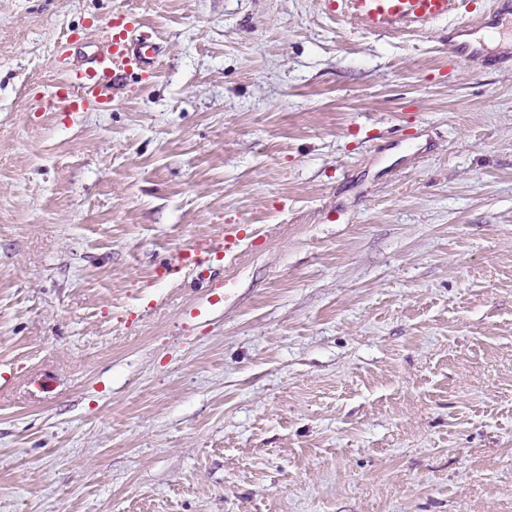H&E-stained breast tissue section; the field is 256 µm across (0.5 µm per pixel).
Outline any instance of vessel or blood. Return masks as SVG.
<instances>
[{"label": "vessel or blood", "mask_w": 512, "mask_h": 512, "mask_svg": "<svg viewBox=\"0 0 512 512\" xmlns=\"http://www.w3.org/2000/svg\"><path fill=\"white\" fill-rule=\"evenodd\" d=\"M350 15L366 31L378 33L407 27H427L458 10L462 0H344ZM459 59L479 61L481 66L495 67L496 57L471 47L463 41H452ZM156 51L149 31L139 26L103 27L92 56L87 60L78 81L68 88L71 101L98 100L112 102L118 96L122 81L134 71L143 69ZM211 261V253L201 248L182 249L170 262V269L191 268L202 274Z\"/></svg>", "instance_id": "obj_1"}]
</instances>
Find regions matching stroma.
Masks as SVG:
<instances>
[{"label":"stroma","instance_id":"stroma-1","mask_svg":"<svg viewBox=\"0 0 512 512\" xmlns=\"http://www.w3.org/2000/svg\"><path fill=\"white\" fill-rule=\"evenodd\" d=\"M122 15L156 62L72 105ZM467 20L0 0V512H512V63ZM474 27L472 24H468L464 27L458 29L454 34L449 33L448 35V45H450L459 59L467 60V61H479L481 66L484 67H498L500 65V61L493 56L486 55V50H480L471 47L468 43L463 41H456L455 38L462 33L472 30ZM469 29V30H468ZM212 253L206 249L201 248H184L177 256L164 268V272H169L174 269H182L189 267L200 277L204 270H206L211 261Z\"/></svg>","mask_w":512,"mask_h":512}]
</instances>
